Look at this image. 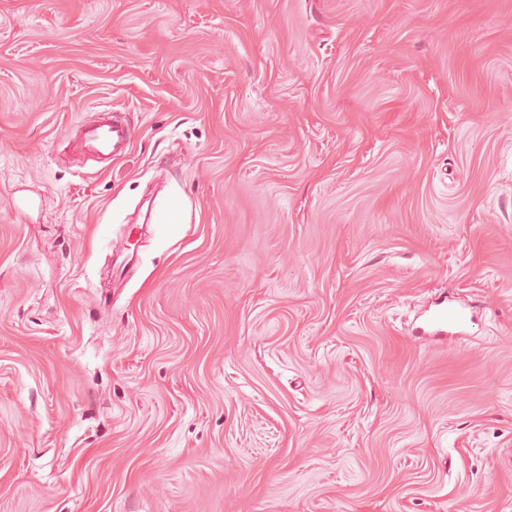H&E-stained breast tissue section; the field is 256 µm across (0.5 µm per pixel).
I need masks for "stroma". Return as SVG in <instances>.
<instances>
[{
	"instance_id": "1",
	"label": "stroma",
	"mask_w": 512,
	"mask_h": 512,
	"mask_svg": "<svg viewBox=\"0 0 512 512\" xmlns=\"http://www.w3.org/2000/svg\"><path fill=\"white\" fill-rule=\"evenodd\" d=\"M0 512H512V0H0ZM130 143L131 129L114 110L102 111L96 122L83 126L78 134L80 150L107 164H111L113 158L124 155ZM430 326L438 332H446L448 330L458 339H466L470 336L469 326L473 323V315L465 309L456 306L439 308L430 318Z\"/></svg>"
}]
</instances>
